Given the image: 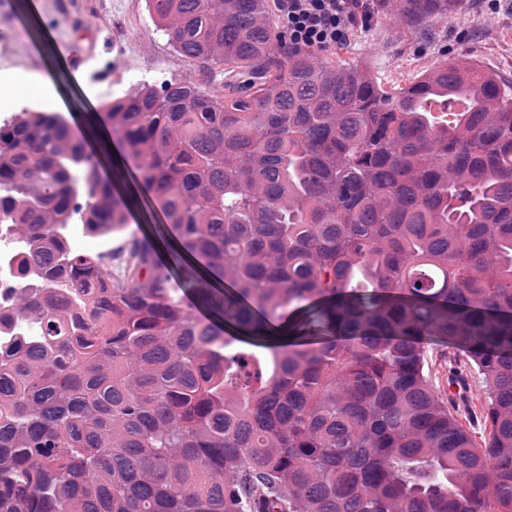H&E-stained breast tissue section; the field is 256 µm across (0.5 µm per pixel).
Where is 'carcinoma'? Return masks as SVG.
Here are the masks:
<instances>
[{
    "mask_svg": "<svg viewBox=\"0 0 512 512\" xmlns=\"http://www.w3.org/2000/svg\"><path fill=\"white\" fill-rule=\"evenodd\" d=\"M461 0H393L411 28ZM204 76L0 124V224L30 250L0 324V512H512V83L467 57L383 87L277 46L268 0H146ZM124 148L112 178L83 129ZM159 238L106 255L139 199ZM220 317L196 316L184 298ZM482 376L486 435L424 339ZM424 346L428 357L431 359L432 363L435 364L436 385L442 387L446 384L448 389V367L451 364L449 360H452L453 363L456 356L448 349V344L431 336L426 337Z\"/></svg>",
    "mask_w": 512,
    "mask_h": 512,
    "instance_id": "cac0c4a2",
    "label": "carcinoma"
}]
</instances>
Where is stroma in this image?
Wrapping results in <instances>:
<instances>
[{
	"instance_id": "35a3bbf8",
	"label": "stroma",
	"mask_w": 512,
	"mask_h": 512,
	"mask_svg": "<svg viewBox=\"0 0 512 512\" xmlns=\"http://www.w3.org/2000/svg\"><path fill=\"white\" fill-rule=\"evenodd\" d=\"M37 15L17 0H0V32L15 40L12 56L0 55V99L14 110L28 106L70 115L135 88L122 75L118 46L149 43L146 82L189 78L195 70L177 56L157 31L145 0H35ZM368 25L357 27L346 44L348 63L368 65L378 81L407 83L446 58L468 56L484 69L512 80V0L498 13L486 0H462L455 14L415 31L395 21L383 0H365ZM90 52L79 69L66 66L62 45Z\"/></svg>"
}]
</instances>
